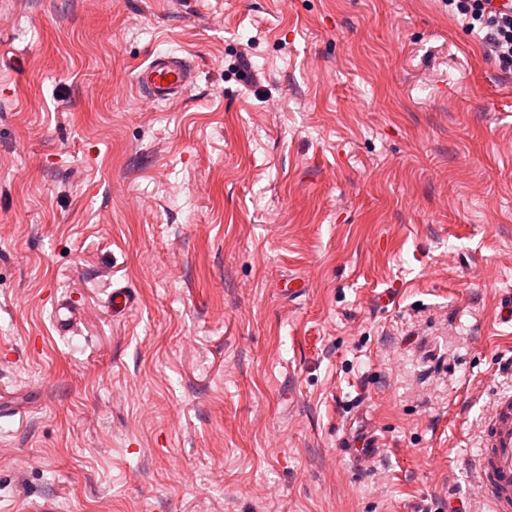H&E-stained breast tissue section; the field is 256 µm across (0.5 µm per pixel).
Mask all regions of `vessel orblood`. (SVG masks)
Returning a JSON list of instances; mask_svg holds the SVG:
<instances>
[{"instance_id": "obj_1", "label": "vessel or blood", "mask_w": 512, "mask_h": 512, "mask_svg": "<svg viewBox=\"0 0 512 512\" xmlns=\"http://www.w3.org/2000/svg\"><path fill=\"white\" fill-rule=\"evenodd\" d=\"M195 71L188 57L154 55L138 68L134 84L142 97L152 101L183 99L193 85ZM79 311L68 300L58 299L53 307V327L58 335L72 333ZM342 446L359 468L368 466L382 451L375 434H344ZM474 470L487 493L490 512H512V394L499 395L485 417L480 448L473 459Z\"/></svg>"}]
</instances>
